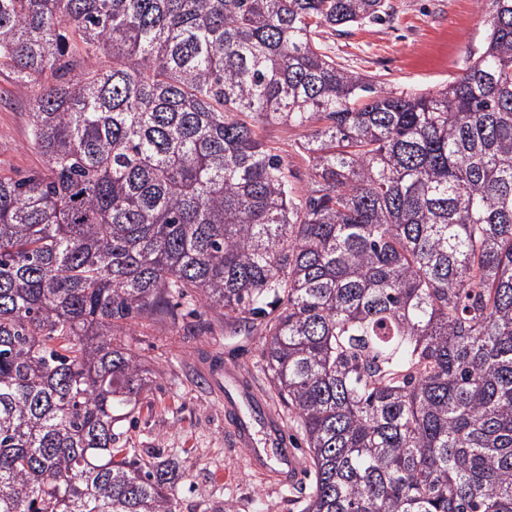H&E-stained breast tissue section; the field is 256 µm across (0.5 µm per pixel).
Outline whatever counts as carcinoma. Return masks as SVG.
<instances>
[{
  "mask_svg": "<svg viewBox=\"0 0 512 512\" xmlns=\"http://www.w3.org/2000/svg\"><path fill=\"white\" fill-rule=\"evenodd\" d=\"M434 93L320 41L388 0H0L45 172L0 175V512H176L122 341L264 336L301 512H512V0ZM303 129L306 189L266 139Z\"/></svg>",
  "mask_w": 512,
  "mask_h": 512,
  "instance_id": "obj_1",
  "label": "carcinoma"
}]
</instances>
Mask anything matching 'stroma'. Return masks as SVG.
<instances>
[{
    "label": "stroma",
    "mask_w": 512,
    "mask_h": 512,
    "mask_svg": "<svg viewBox=\"0 0 512 512\" xmlns=\"http://www.w3.org/2000/svg\"><path fill=\"white\" fill-rule=\"evenodd\" d=\"M391 17L380 24L331 31L325 44L337 62L397 94L433 92L447 85L480 49L488 25L478 0H389ZM30 96L17 90L8 70H0V173L21 177L42 170L43 157L31 135ZM198 330L187 336L164 322L143 321L124 343L143 359L151 383L134 410L127 447L142 455L163 450L184 472L177 484V512H213L232 500L237 512H301L299 492L313 474L303 466L294 482L279 484L251 469L200 367L224 362V385L247 389L277 413L289 447L307 453L289 426L287 407L274 395L262 369L259 333H232L205 307L193 318Z\"/></svg>",
    "instance_id": "obj_1"
}]
</instances>
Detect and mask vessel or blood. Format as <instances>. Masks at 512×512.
Segmentation results:
<instances>
[{"mask_svg": "<svg viewBox=\"0 0 512 512\" xmlns=\"http://www.w3.org/2000/svg\"><path fill=\"white\" fill-rule=\"evenodd\" d=\"M225 412L236 423L238 443L246 448L252 469L287 483L295 475L297 463L284 446L282 428L274 412L261 402L245 416L231 398L226 401Z\"/></svg>", "mask_w": 512, "mask_h": 512, "instance_id": "b4317fda", "label": "vessel or blood"}]
</instances>
